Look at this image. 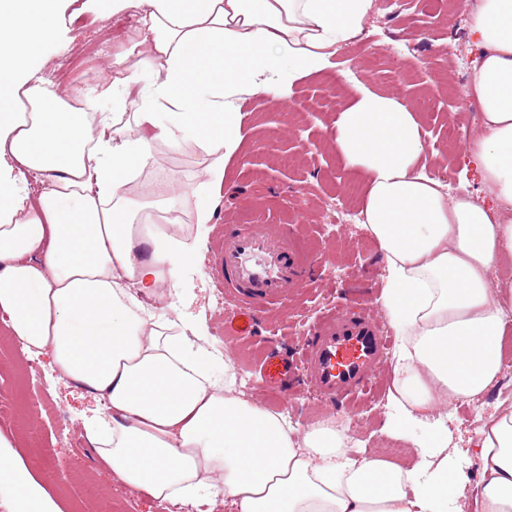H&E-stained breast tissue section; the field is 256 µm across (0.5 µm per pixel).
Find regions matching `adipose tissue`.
<instances>
[{
	"instance_id": "obj_1",
	"label": "adipose tissue",
	"mask_w": 512,
	"mask_h": 512,
	"mask_svg": "<svg viewBox=\"0 0 512 512\" xmlns=\"http://www.w3.org/2000/svg\"><path fill=\"white\" fill-rule=\"evenodd\" d=\"M373 5L112 0L145 16L112 58L115 78L98 87L106 113L70 108L30 82L59 0H0V160L48 181L32 200L0 176V311L60 377L104 400L85 437L130 489L170 503L228 497L238 512H451L464 495L446 408L491 391L501 372L503 291L488 274L512 256V224L425 174L417 112L398 96L353 84L335 143L364 179L363 224L386 263L378 302L397 348L384 431L414 448L411 463L350 457L332 422L301 429L243 398L232 356L206 348L203 325L159 320L142 305L183 288L211 221L203 197L221 187L243 139L239 97L286 99L359 38ZM468 27L478 56L465 94L482 129L465 149L512 204V0H475ZM160 143L212 157L198 198L166 182L129 192ZM149 211L191 213L195 229L142 223ZM475 446L479 512H512V406L482 420Z\"/></svg>"
}]
</instances>
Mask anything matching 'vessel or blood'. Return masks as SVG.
<instances>
[{
	"label": "vessel or blood",
	"mask_w": 512,
	"mask_h": 512,
	"mask_svg": "<svg viewBox=\"0 0 512 512\" xmlns=\"http://www.w3.org/2000/svg\"><path fill=\"white\" fill-rule=\"evenodd\" d=\"M220 286L232 295L237 313L224 331L250 335L258 309L281 305L311 276L306 255L292 233L273 224H228L220 251ZM388 338L376 316L341 310L323 318L304 349L303 379L325 400L364 394L383 363ZM264 385L286 393L293 367L268 353L261 363Z\"/></svg>",
	"instance_id": "1"
}]
</instances>
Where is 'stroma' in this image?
I'll list each match as a JSON object with an SVG mask.
<instances>
[{
  "label": "stroma",
  "mask_w": 512,
  "mask_h": 512,
  "mask_svg": "<svg viewBox=\"0 0 512 512\" xmlns=\"http://www.w3.org/2000/svg\"><path fill=\"white\" fill-rule=\"evenodd\" d=\"M402 2L397 10L392 0H375L364 36L337 52L331 71L295 84L286 99L287 111L250 94L237 102L244 138L224 167L220 191L209 198L212 230L192 269L183 274L186 302L181 312L183 321L205 323L212 338L232 354L239 372L237 389L259 404L269 400L256 370L265 350L275 347L301 358L316 322L349 303L350 286L365 291L351 302L354 307L377 310L386 274L369 234L360 224L338 219L339 197L362 192L363 184L336 151L334 122L347 101L328 93L329 75L350 73L371 89L399 94L415 106L429 175L441 182L448 195L471 193L498 215L512 219V206L487 192L465 150L450 157L442 153L449 123L470 133L479 131L481 124L477 101L465 94L467 71L449 66L436 53L438 46L450 43L465 62L473 61L476 51L469 42L467 11L444 4L425 10L419 0ZM142 17L137 8L113 12L112 0H65L61 24L44 45V60L35 69L34 82L44 83L68 58L72 87L93 92L107 80L104 66L130 46ZM159 151L170 160L165 179L190 191L198 188V175L210 164L209 156L166 145ZM228 222L303 225L297 244L314 270L313 283L300 288L287 304L264 313L266 329L253 337L225 335L224 320L234 303L216 297L213 261ZM4 320L0 313V396L11 400L13 409L0 413V436L12 445L48 499L61 512H97L108 501L125 512H170V503L132 491L113 478L82 428L99 411L100 402L60 378L49 355L28 353L19 339L9 335ZM391 387L392 374L386 369L367 396L341 403L335 410H326L320 395L304 385L290 388L277 407L301 428L332 418L349 428L358 447L405 460L412 449L383 431ZM447 425L448 453L459 465H467L476 437L467 405L456 404Z\"/></svg>",
  "instance_id": "stroma-1"
}]
</instances>
